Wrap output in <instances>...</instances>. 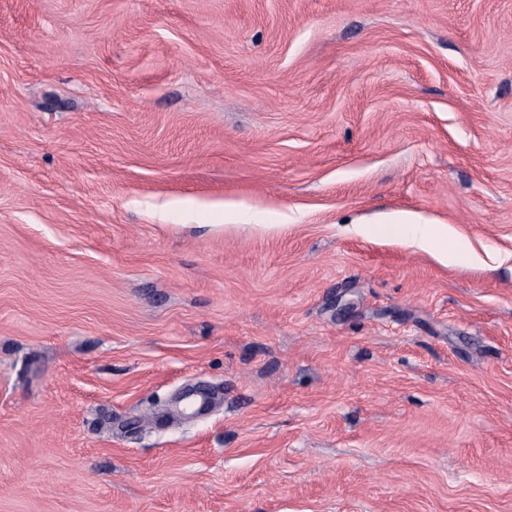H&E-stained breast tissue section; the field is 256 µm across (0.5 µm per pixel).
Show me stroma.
<instances>
[{
    "label": "stroma",
    "instance_id": "stroma-1",
    "mask_svg": "<svg viewBox=\"0 0 512 512\" xmlns=\"http://www.w3.org/2000/svg\"><path fill=\"white\" fill-rule=\"evenodd\" d=\"M0 512H512V0H0ZM386 223L364 225L361 231L367 234L376 230L391 231L396 236L402 237L404 242L430 252L446 265L459 261L460 254L456 250H448V237L453 234L448 225L421 224L418 218L409 212L393 214L387 218ZM442 242H446V247L438 248Z\"/></svg>",
    "mask_w": 512,
    "mask_h": 512
}]
</instances>
